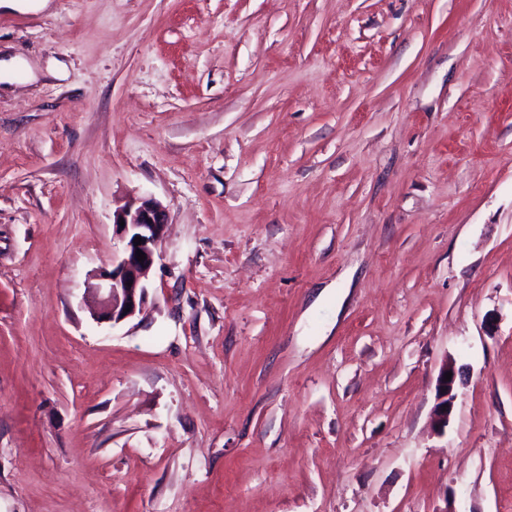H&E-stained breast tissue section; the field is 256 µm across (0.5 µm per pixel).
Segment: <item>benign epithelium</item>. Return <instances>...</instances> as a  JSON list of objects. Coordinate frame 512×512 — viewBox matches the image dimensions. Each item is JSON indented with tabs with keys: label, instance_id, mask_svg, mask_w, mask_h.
Returning a JSON list of instances; mask_svg holds the SVG:
<instances>
[{
	"label": "benign epithelium",
	"instance_id": "7a95c632",
	"mask_svg": "<svg viewBox=\"0 0 512 512\" xmlns=\"http://www.w3.org/2000/svg\"><path fill=\"white\" fill-rule=\"evenodd\" d=\"M167 224L165 210L153 198H139L116 214L113 227L123 242L121 256L112 260V268L98 274L100 283L95 288L97 308L93 313L98 323L118 324L136 315L148 299L149 273L156 261V245L163 236ZM142 238L141 245L134 243ZM145 254V260H137L136 251ZM132 285H126V282ZM452 373L444 380L445 373ZM455 367L443 363L437 379V402L433 409V422L438 431L448 427L455 402Z\"/></svg>",
	"mask_w": 512,
	"mask_h": 512
}]
</instances>
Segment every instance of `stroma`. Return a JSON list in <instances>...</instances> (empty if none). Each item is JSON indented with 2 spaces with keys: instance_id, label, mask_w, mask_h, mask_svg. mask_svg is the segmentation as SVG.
I'll list each match as a JSON object with an SVG mask.
<instances>
[{
  "instance_id": "1",
  "label": "stroma",
  "mask_w": 512,
  "mask_h": 512,
  "mask_svg": "<svg viewBox=\"0 0 512 512\" xmlns=\"http://www.w3.org/2000/svg\"><path fill=\"white\" fill-rule=\"evenodd\" d=\"M447 503L512 512V0L1 6L0 512ZM120 218L124 226H120ZM166 224L165 210L153 198H139L116 214L113 227L124 246L121 256L112 259V268L98 274L100 283L95 288L98 302L93 313L96 322L118 324L134 317L146 304L149 273ZM137 236L142 238V243L135 246ZM137 249L145 254L143 262L137 260ZM128 281H132L131 286L126 285ZM452 372L450 381H444V375ZM457 372L455 367L448 365L446 360L440 367L437 379V402L433 409V422L435 428L442 432L447 426L454 409L455 402V384ZM446 408V411H443Z\"/></svg>"
}]
</instances>
